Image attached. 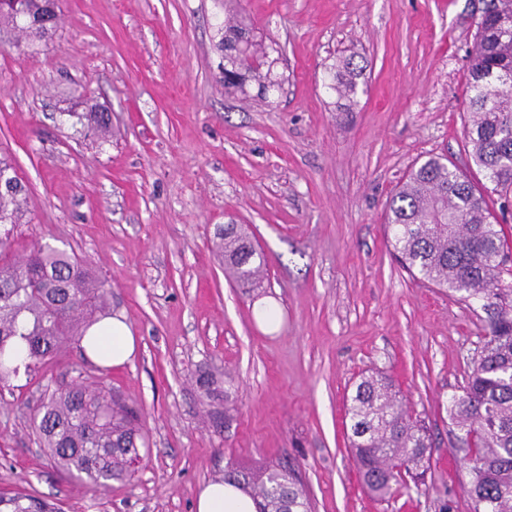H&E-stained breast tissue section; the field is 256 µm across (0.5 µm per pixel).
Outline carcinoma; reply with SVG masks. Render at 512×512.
I'll list each match as a JSON object with an SVG mask.
<instances>
[{
	"label": "carcinoma",
	"instance_id": "1",
	"mask_svg": "<svg viewBox=\"0 0 512 512\" xmlns=\"http://www.w3.org/2000/svg\"><path fill=\"white\" fill-rule=\"evenodd\" d=\"M57 0H0V34L14 47L52 38ZM512 0H485L469 55L472 96L466 112V140L486 185L434 156L414 167L391 198L386 222L392 247L412 277L480 303L484 334L468 362L460 393L448 402V419L468 464L470 512H512V242L487 203L512 207V86L494 81L512 75ZM246 29L225 22L217 49L224 55V86L258 85V96L280 87L266 48L239 42ZM328 88L336 109L354 105L361 71L354 55L332 65ZM26 186L0 157V384L19 371L31 374L57 362L63 349L81 345L89 330L108 317L111 285L76 256L39 242L20 259L9 258L11 227L27 222ZM224 273L252 291L262 287L264 259L242 224H226ZM210 402L229 399L210 372L196 376ZM351 454L363 486L380 500L419 485L430 461L432 439L410 415L400 391L383 375L363 377L350 397ZM31 427L41 447L62 471L94 491L131 476L145 446L137 409L103 381L74 383L40 402ZM224 482L247 489L260 512H310L295 471L271 462L259 468H224ZM0 512H59L36 496L0 493Z\"/></svg>",
	"mask_w": 512,
	"mask_h": 512
}]
</instances>
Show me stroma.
Instances as JSON below:
<instances>
[{
    "mask_svg": "<svg viewBox=\"0 0 512 512\" xmlns=\"http://www.w3.org/2000/svg\"><path fill=\"white\" fill-rule=\"evenodd\" d=\"M270 45L279 91H224L214 47L225 11ZM474 0H60L52 41L0 45V156L28 188L33 241L77 255L112 285L136 338L132 362L101 368L76 347L0 385V491L61 512H194L228 461L290 463L313 512H469L468 471L448 401L482 323L394 259L387 202L416 162L469 171L464 112ZM362 67L352 111L327 70ZM107 109L100 134L81 114ZM244 224L263 256L269 326L224 275L216 233ZM221 373L224 424L194 378ZM383 372L424 418L432 460L419 488L381 502L347 449L346 404ZM103 380L141 411L149 449L103 492L61 471L29 426L44 395Z\"/></svg>",
    "mask_w": 512,
    "mask_h": 512,
    "instance_id": "stroma-1",
    "label": "stroma"
}]
</instances>
